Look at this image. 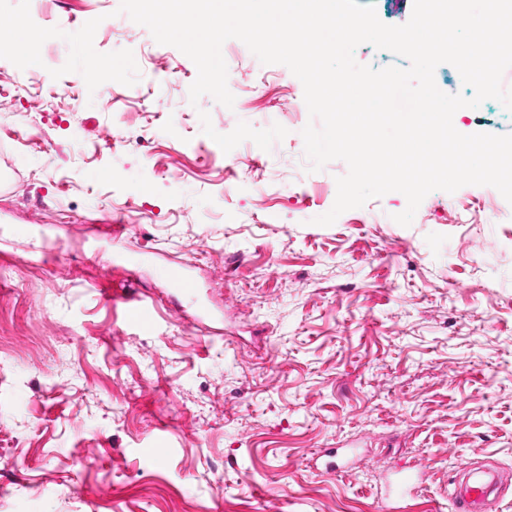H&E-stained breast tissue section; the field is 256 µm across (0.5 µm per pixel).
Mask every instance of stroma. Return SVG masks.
Returning a JSON list of instances; mask_svg holds the SVG:
<instances>
[{"label": "stroma", "instance_id": "35a3bbf8", "mask_svg": "<svg viewBox=\"0 0 512 512\" xmlns=\"http://www.w3.org/2000/svg\"><path fill=\"white\" fill-rule=\"evenodd\" d=\"M120 3L53 0L47 22L99 19L97 51L133 52L139 79L115 111L80 74L49 76L67 42L40 66L0 59L16 84L0 111V512H385L383 478L421 462L427 484L404 512H450L455 466L512 469V204L490 186L437 190L405 227L390 192L316 224L348 167L309 171V113L275 111L303 103L301 81L234 41L225 62L245 85L233 108L210 101L214 129L287 134L200 163L195 64L128 28ZM39 76L57 95L25 127ZM115 129L147 136L115 153ZM456 129L506 134L512 113L489 99ZM168 154L179 181L157 174ZM159 265L196 293L159 281ZM99 284L133 285L153 323L128 322ZM362 440L354 468H309Z\"/></svg>", "mask_w": 512, "mask_h": 512}]
</instances>
